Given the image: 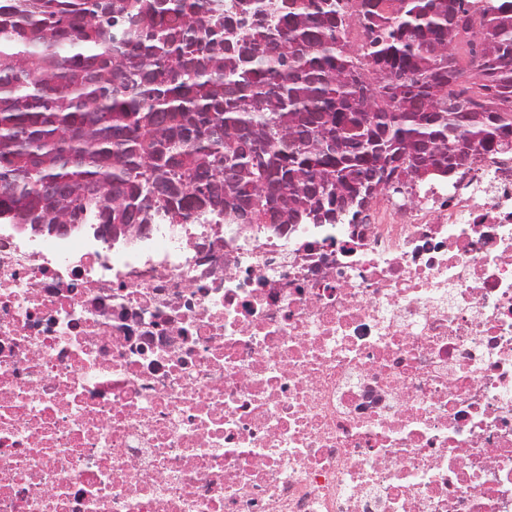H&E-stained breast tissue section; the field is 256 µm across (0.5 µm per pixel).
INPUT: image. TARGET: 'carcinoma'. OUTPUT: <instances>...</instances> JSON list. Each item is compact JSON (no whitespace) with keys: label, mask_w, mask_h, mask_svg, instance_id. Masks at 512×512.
<instances>
[{"label":"carcinoma","mask_w":512,"mask_h":512,"mask_svg":"<svg viewBox=\"0 0 512 512\" xmlns=\"http://www.w3.org/2000/svg\"><path fill=\"white\" fill-rule=\"evenodd\" d=\"M0 4V222L354 223L512 153V0ZM472 31L482 103L456 89Z\"/></svg>","instance_id":"carcinoma-1"}]
</instances>
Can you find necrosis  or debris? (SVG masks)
<instances>
[{"label": "necrosis or debris", "instance_id": "4bbe7bcc", "mask_svg": "<svg viewBox=\"0 0 512 512\" xmlns=\"http://www.w3.org/2000/svg\"><path fill=\"white\" fill-rule=\"evenodd\" d=\"M414 197L0 223V512H512V155Z\"/></svg>", "mask_w": 512, "mask_h": 512}]
</instances>
